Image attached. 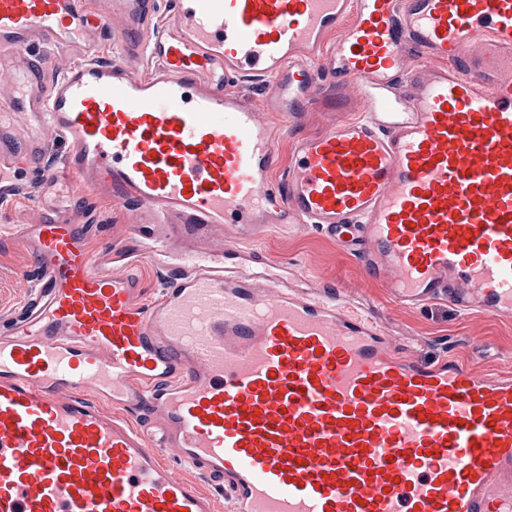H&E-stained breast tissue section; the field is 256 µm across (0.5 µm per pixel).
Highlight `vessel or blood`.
Returning a JSON list of instances; mask_svg holds the SVG:
<instances>
[{"instance_id": "vessel-or-blood-1", "label": "vessel or blood", "mask_w": 512, "mask_h": 512, "mask_svg": "<svg viewBox=\"0 0 512 512\" xmlns=\"http://www.w3.org/2000/svg\"><path fill=\"white\" fill-rule=\"evenodd\" d=\"M0 0V204L37 286L0 328V512H512V375L412 355L244 250L309 224L391 299L512 316V0ZM51 42L69 61L34 52ZM111 58H101L104 43ZM148 62V74L138 66ZM245 77L266 91H233ZM360 112L294 139L325 80ZM61 172L40 164L51 138ZM286 169L283 186L271 185ZM120 195L168 276L87 247ZM34 215L29 203L25 201L0 204V229L6 224H24ZM175 473L179 476L195 481L203 489L211 491L214 494L218 512H228L229 509L231 508V504L228 500L224 498V494H222L218 490H215L211 481L204 475H201L195 471L179 468L178 466H176Z\"/></svg>"}]
</instances>
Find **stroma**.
<instances>
[{
	"label": "stroma",
	"mask_w": 512,
	"mask_h": 512,
	"mask_svg": "<svg viewBox=\"0 0 512 512\" xmlns=\"http://www.w3.org/2000/svg\"><path fill=\"white\" fill-rule=\"evenodd\" d=\"M355 111V104L341 96L336 84L326 82L304 130L319 132L329 118ZM86 206L91 251L123 239L129 218L123 199L91 194ZM252 246L287 266L289 284L313 292L332 285L342 302L380 322L415 356L431 359L449 353L483 371L512 369V317L464 315L443 299L423 309L402 308L380 283L366 276L356 257L341 254L313 227L274 224L263 228ZM36 277L34 260L23 246L14 237L0 236V323L18 314Z\"/></svg>",
	"instance_id": "obj_1"
}]
</instances>
